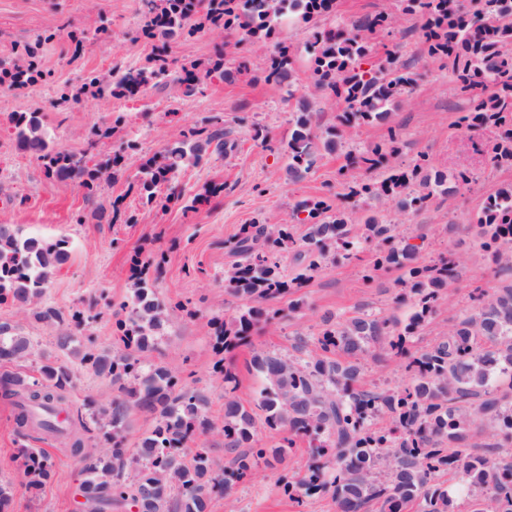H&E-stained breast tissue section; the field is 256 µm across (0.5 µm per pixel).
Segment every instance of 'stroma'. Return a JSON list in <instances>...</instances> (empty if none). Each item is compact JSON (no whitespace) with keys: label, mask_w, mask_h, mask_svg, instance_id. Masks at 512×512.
Listing matches in <instances>:
<instances>
[{"label":"stroma","mask_w":512,"mask_h":512,"mask_svg":"<svg viewBox=\"0 0 512 512\" xmlns=\"http://www.w3.org/2000/svg\"><path fill=\"white\" fill-rule=\"evenodd\" d=\"M140 8V0H0V49L30 42L50 26L64 31L39 59L48 83L21 94L0 90V224L25 236L68 241V256L52 272L42 298L43 303L60 310L62 321L42 322L5 304L0 305V322L15 325L33 338V355L9 366L10 371L27 376L37 375L42 357L54 351V336L70 329L68 315L76 309L93 317L81 334L85 346L106 353L118 350L112 304L131 293L133 257L151 258L155 267L150 275L160 297L189 305L188 311L170 313L160 329L157 359L183 382L206 394L208 416L219 424L224 420V382L212 371L218 356L211 346L210 321L231 317L242 306L224 284V272L235 261L231 242L241 225L257 218L291 225L295 238H302L307 227L293 219L297 203L341 192L344 182L356 179L357 174L346 170L349 147L341 146L333 152H320L309 172L292 180L278 150L290 136L291 119L299 106L317 112L321 127L336 122L330 100L312 85L308 51L312 27L302 22L284 20L277 40L255 42L249 56L250 62H258L275 50L277 41H285L296 60L294 94L235 73L217 83L201 81L191 91L170 79L158 86L148 85L129 98L88 95L54 105L56 91L77 85L87 72L105 74L117 66H141L157 55L159 42L140 33ZM384 11L396 12V32L376 35L373 56L381 58L387 47L399 44L402 60L413 67L416 84L388 123L356 128L352 145L385 144L387 129L392 126L405 142L402 163L422 153L439 169L464 171L474 177L471 184L457 187L452 198L434 194L418 212L404 210L395 200L379 205L395 235L421 245V262L447 252L462 261L454 289L411 339L412 349L422 350L441 341L459 319L477 312L474 289L512 284V275L501 272L499 264L473 245L475 219L483 199L512 184V166L493 169L487 164L486 150L496 137L494 128L470 131L458 125L468 102L457 90L451 67L422 58L418 17L397 13L396 0H338L334 23L348 31L363 16ZM100 17L110 27L108 39L75 48L70 33L91 27ZM236 38L232 30L221 34L204 30L173 39L167 54L181 65L213 61L227 56L228 44ZM15 112L39 113L52 144L75 155L86 149L92 128L110 124L113 113H124L126 128L99 146L102 153L123 155L121 172L111 183L102 184L95 201H87L77 182L46 177L18 148L9 131V119ZM216 119L235 140L234 150L223 158L183 167L178 174L188 198L208 186L220 187V194L208 206L186 213L181 203L161 199L145 205L129 192L143 160L173 142L180 131ZM257 124L269 130L271 145L253 139ZM117 199L123 208L136 213V223H113L112 203ZM376 249L371 243L364 246L359 258L339 255L330 260L295 294L296 307L285 319L260 325L252 333L251 345L231 354L239 380L236 395L245 406H253L265 386L263 377L249 367L253 350L293 354L297 338L316 336L321 318L328 312L346 317L372 312L400 319L410 314L411 302L395 301L397 269L380 270L370 283L364 279L363 269L372 262ZM60 361L75 372L69 415L89 421L93 406L111 402L112 383L109 377L80 366L75 356L64 355ZM408 378L403 359L385 354L363 361L358 385L364 389L395 388ZM25 446L45 448L55 463L50 479L36 491L27 488L16 461L19 448ZM305 448V441H298L285 468L258 464L244 481L215 496L210 512H336L330 496L309 499L301 511L283 491L281 472L301 476L308 460ZM82 467L58 440L18 436L10 406L0 402V483L11 489L9 512H82L78 494Z\"/></svg>","instance_id":"1"}]
</instances>
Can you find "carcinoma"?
<instances>
[{"label":"carcinoma","instance_id":"cac0c4a2","mask_svg":"<svg viewBox=\"0 0 512 512\" xmlns=\"http://www.w3.org/2000/svg\"><path fill=\"white\" fill-rule=\"evenodd\" d=\"M401 12L420 21L422 51L433 64L451 65L460 93L470 111L459 118L467 127L497 130L487 151L492 167L512 165V0H480L473 12L457 10L453 0H399ZM142 34L164 44L176 36H191L205 28H234L240 42L271 39L286 14L312 21L336 14V0H141ZM395 23L379 13L354 24V32L315 29L310 50L315 88L342 106L336 126L322 136L318 115L302 108L295 113L293 129L281 152L288 176L297 180L314 164L321 150H334L350 130L388 119L415 83L414 73L401 60L398 49L373 60L372 35ZM58 29L49 28L34 41L0 51V88L28 90L46 82L38 66L39 52L52 44ZM109 36L105 26L71 35L80 45ZM261 77L293 95L295 62L290 47L280 42L262 63ZM170 74L165 58H154L147 67H126L106 74L89 73L75 89L64 88L58 101L83 95L121 97ZM127 124L122 113L112 125L92 129L84 155L76 157L56 148L47 137L36 112L15 115L13 135L48 177L74 180L92 196L103 182L121 170L122 157L86 160L99 143L112 138ZM224 127L183 130L173 143L141 163L133 186L141 200L153 203L164 194L175 197L177 172L185 165L233 150ZM401 141L395 130L387 144L364 148L354 164L380 169L373 181L352 180L346 195L368 204L357 224L329 198L306 199L296 208L295 219L308 225L300 240L288 225L260 221L241 226L234 239L235 264L224 272L225 287L246 302L228 319H212V346L216 353H230L247 342L256 325L283 318L275 302L305 287L324 267L330 249L355 255L364 242H388L376 253L366 277L386 267H398L397 299L411 300L413 312L404 321L364 312L342 318L322 317V328L313 343L303 340L296 351L302 359L267 351H255L249 365L260 373L266 386L255 407L236 397L235 370L214 363L224 379V422L217 427L206 416L208 399L200 390L179 380L161 362L146 361L158 350L156 332L169 311L185 310L181 302L166 303L146 275L150 262L136 257L132 295L118 305L117 328L123 350L115 354L82 351L77 336L62 331L55 347L80 356V362L110 377L116 391L109 407L93 413L105 440L112 442V460L94 456L83 422L70 421L60 428L57 410L68 405L66 392L73 385V370L56 357H42L39 377L0 374V400L11 406L16 431L26 436L33 422L42 434L62 439L68 452L84 462L80 492L96 512H209L214 496L226 492L230 482L242 481L260 461L283 464L297 439L307 441L309 463L302 477L280 476L285 491L297 505L315 496L328 495L337 512H365L371 501L380 512H402L415 503L419 512H453V491L438 481L453 473L468 484L473 512H512V453L493 458L471 442L472 426L481 420L496 431L501 441L493 448L512 443V399L497 393L491 377L501 364L512 369V285L480 294L477 314L461 319L448 336L425 350L412 351L409 342L434 313L441 296L450 291L459 259L453 255L432 264L419 261V246L395 240L393 227L370 202L397 199L402 207L419 211L439 192L452 196L471 181L466 172L448 173L420 155L408 165L395 163ZM482 229L479 250L512 271V187L488 195L477 214ZM294 252V271L281 266L283 254ZM66 241L47 242L25 237L0 225V304L33 306L35 318L61 320L59 311L39 305L52 270L64 261ZM376 346L406 359L407 384L381 391L357 387L360 360ZM34 345L9 323H0V362L11 363L30 354ZM150 413L153 429L130 453L121 447L120 433L130 409ZM264 414V425L283 433L280 442L268 447L258 436L255 410ZM386 416L389 423L377 427L374 420ZM216 430L224 436V448L235 452L232 466L215 470L209 449L198 446L185 459V447L197 435ZM23 473L31 489L40 488L53 471L52 456L41 448H24Z\"/></svg>","mask_w":512,"mask_h":512}]
</instances>
